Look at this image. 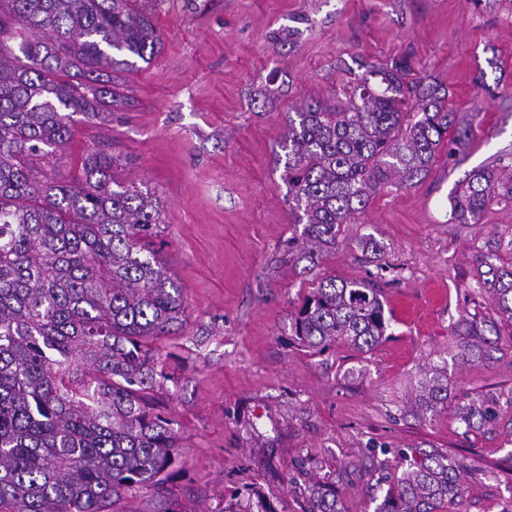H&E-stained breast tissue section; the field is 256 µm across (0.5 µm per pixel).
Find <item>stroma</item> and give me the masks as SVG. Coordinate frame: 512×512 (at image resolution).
<instances>
[{"mask_svg":"<svg viewBox=\"0 0 512 512\" xmlns=\"http://www.w3.org/2000/svg\"><path fill=\"white\" fill-rule=\"evenodd\" d=\"M162 48L118 79L131 104L78 117L45 169L72 180L79 153L108 147L113 178L160 197L156 246L182 290L183 322L151 348L169 379L148 394L175 420L171 486L180 512H222L254 486L302 512L309 476L336 485L342 512H374L410 461L463 462L461 512H512V427H465L454 408L403 406L433 366L452 394L512 392V321L474 277L496 253L512 265V204L480 223L450 216L477 168L512 163V0H152ZM292 29L290 41L271 40ZM408 58L412 79L445 88L473 134L440 149L421 181L378 189L342 225L318 267L300 256L283 139L290 113L342 98L366 64ZM380 246L373 261L362 240ZM379 291L388 328L368 352L312 353L289 316L322 277ZM496 320L488 359L461 362L460 315Z\"/></svg>","mask_w":512,"mask_h":512,"instance_id":"stroma-1","label":"stroma"}]
</instances>
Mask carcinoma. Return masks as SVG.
I'll use <instances>...</instances> for the list:
<instances>
[{
	"label": "carcinoma",
	"instance_id": "obj_1",
	"mask_svg": "<svg viewBox=\"0 0 512 512\" xmlns=\"http://www.w3.org/2000/svg\"><path fill=\"white\" fill-rule=\"evenodd\" d=\"M143 0H0V512H112L121 495L150 489L175 512L168 487L180 455L174 421L147 402L168 380L148 343L182 322L181 288L158 257V199L112 178V154H80L58 183L34 167L75 134L73 116L125 104L114 73L159 53ZM404 61L370 64L346 100L316 102L288 119V184L314 264L377 188L427 174L441 147L472 134L453 127L437 89L407 81ZM421 117L402 129L408 96ZM453 136H448V130ZM512 203V165L474 172L449 198L451 218L477 224L493 200ZM497 313L512 321V267L476 258ZM290 331L318 352L343 342L371 350L385 336L383 300L363 282L323 278L290 315ZM470 354L496 322L455 324ZM436 367L410 407L448 404ZM512 411L506 397L455 404L470 427ZM462 464L434 452L413 461L374 512H435L462 495ZM277 512L258 490L248 508ZM303 512H342L336 487L311 477Z\"/></svg>",
	"mask_w": 512,
	"mask_h": 512
}]
</instances>
